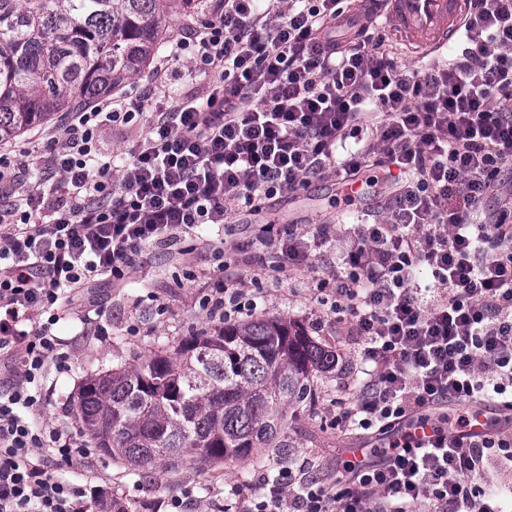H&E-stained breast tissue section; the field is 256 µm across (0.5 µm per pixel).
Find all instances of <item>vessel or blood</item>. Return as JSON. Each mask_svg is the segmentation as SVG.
Returning <instances> with one entry per match:
<instances>
[{"label":"vessel or blood","instance_id":"1","mask_svg":"<svg viewBox=\"0 0 512 512\" xmlns=\"http://www.w3.org/2000/svg\"><path fill=\"white\" fill-rule=\"evenodd\" d=\"M400 41L431 53L447 45L460 27L465 0H382Z\"/></svg>","mask_w":512,"mask_h":512}]
</instances>
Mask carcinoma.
<instances>
[{"label": "carcinoma", "mask_w": 512, "mask_h": 512, "mask_svg": "<svg viewBox=\"0 0 512 512\" xmlns=\"http://www.w3.org/2000/svg\"><path fill=\"white\" fill-rule=\"evenodd\" d=\"M197 0H0V142L115 93L173 37ZM336 353L282 318L194 331L134 365L86 374L70 409L81 434L132 473L206 472L286 447L288 409Z\"/></svg>", "instance_id": "carcinoma-1"}]
</instances>
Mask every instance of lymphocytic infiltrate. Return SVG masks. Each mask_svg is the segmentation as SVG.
<instances>
[{
  "mask_svg": "<svg viewBox=\"0 0 512 512\" xmlns=\"http://www.w3.org/2000/svg\"><path fill=\"white\" fill-rule=\"evenodd\" d=\"M204 13L169 54L208 77L204 94L148 84L71 113L58 136L0 147V512L113 506L103 485L57 474L91 458L87 441L38 421L49 371L68 370L55 325L103 313L97 289L122 287L146 249L316 178L352 188L372 167L385 211L351 227L318 291L367 373L337 427L394 439L350 464V486L284 472L243 512H501L490 486L512 481L511 438L472 439L465 415L427 443L409 429L447 403L512 410V210L487 205L512 190V0H466L461 51L412 68L373 39L374 5L348 18L340 0H207ZM104 127L129 136L126 160L102 151ZM335 235L317 224L259 243L304 266L309 242ZM207 254L204 309L253 315L223 247Z\"/></svg>",
  "mask_w": 512,
  "mask_h": 512,
  "instance_id": "lymphocytic-infiltrate-1",
  "label": "lymphocytic infiltrate"
}]
</instances>
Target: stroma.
Returning a JSON list of instances; mask_svg holds the SVG:
<instances>
[{"mask_svg":"<svg viewBox=\"0 0 512 512\" xmlns=\"http://www.w3.org/2000/svg\"><path fill=\"white\" fill-rule=\"evenodd\" d=\"M339 193L334 180L328 179L313 183L294 198L268 201L261 214L240 216L233 241L224 244L225 262L241 274L239 289L247 295H263L257 317L298 322L316 341L336 353L335 369L315 371L310 376L314 404L289 412L287 447L261 448L253 459L226 462L204 473L179 466L144 478L99 455L90 466L64 467L66 478L75 483L89 477L102 478L113 498L128 512H170V499L187 491L196 500L195 512H240L243 496L258 494L256 480L265 470L296 473L305 468L319 481L337 482L347 476L343 464L351 449H362L367 456L382 449L383 442L377 436L336 427L338 411L352 405L359 391L360 348L338 335L333 325H316L324 314L316 282L331 273L337 256L348 251L351 240L345 226L356 223L362 211L377 212L384 205L383 199L375 195L352 204ZM268 220L297 225L302 232L312 224H335L339 231L331 243L312 247V265L287 264L280 270H264L256 267L249 254L235 250L233 243L259 234L262 223ZM203 265L197 251H147L130 283L107 295L102 318L106 335L94 334L76 321L60 322L56 332L69 355L70 369L62 374L50 373L42 422L74 427L69 400L87 372L112 361L136 362L210 326L212 319L200 306L207 291L205 279L197 275Z\"/></svg>","mask_w":512,"mask_h":512,"instance_id":"35a3bbf8","label":"stroma"}]
</instances>
